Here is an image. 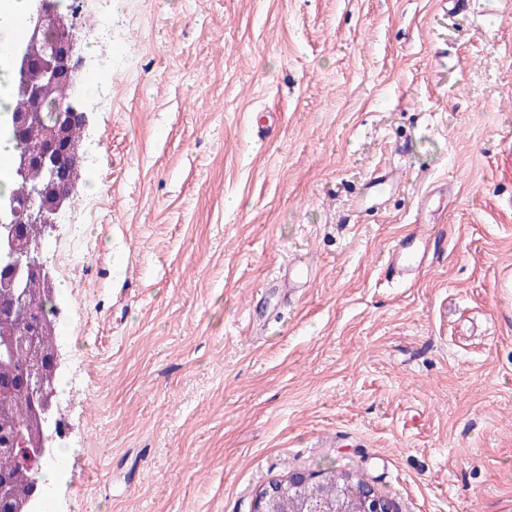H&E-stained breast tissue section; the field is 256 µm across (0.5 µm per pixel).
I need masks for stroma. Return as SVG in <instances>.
Segmentation results:
<instances>
[{
  "mask_svg": "<svg viewBox=\"0 0 512 512\" xmlns=\"http://www.w3.org/2000/svg\"><path fill=\"white\" fill-rule=\"evenodd\" d=\"M68 19L104 103L76 93L87 180L42 253L83 219L56 512H251L328 463L401 512H512V0H112L97 49ZM434 188L425 193L419 202L413 219L414 228L409 238H397L388 249L385 257V266L391 279L406 283L415 280L427 255L429 233L434 229V224L425 223L427 203L433 193L440 192Z\"/></svg>",
  "mask_w": 512,
  "mask_h": 512,
  "instance_id": "stroma-1",
  "label": "stroma"
}]
</instances>
